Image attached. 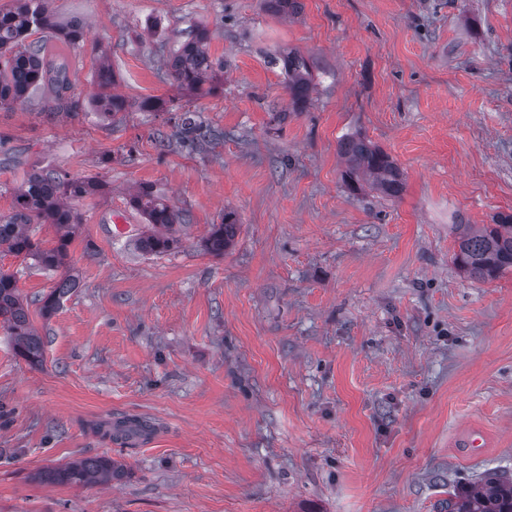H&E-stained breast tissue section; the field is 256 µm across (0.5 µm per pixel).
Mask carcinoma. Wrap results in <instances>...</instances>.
<instances>
[{
  "mask_svg": "<svg viewBox=\"0 0 512 512\" xmlns=\"http://www.w3.org/2000/svg\"><path fill=\"white\" fill-rule=\"evenodd\" d=\"M267 12L280 17L294 18L301 14V0H263ZM56 29L45 0H16L8 11H0V104L26 101L31 94L51 83L56 89V100H65L69 89L66 68L46 61L44 49L25 44L32 28ZM209 32L204 27L196 30L171 58L169 70L181 89L197 92L213 79V62L207 51ZM282 64L287 76V89L293 109L306 104L314 89V77L309 62L296 52H288L272 59ZM99 93L90 105L102 118L114 117L128 111L125 97L113 91L116 76L112 65L99 57L96 68ZM179 137L193 143L216 132L191 118L183 121ZM340 155L346 169L342 177L351 191L366 188L386 197L396 198L404 190V178L392 158L360 134H348L339 142ZM102 184L89 178L69 179L53 171L34 172L24 186L18 188L14 199V213L0 221V248L15 256L34 260L47 270L65 264L68 246L79 226L77 213L71 202L97 194ZM130 203L145 216L151 231L137 239V249L145 254H163L177 244L178 212L157 195L150 185H141ZM34 223L55 224L60 235L55 246L41 248L34 242L30 228ZM458 251L457 266L476 279H495L512 269V214H499L494 223L475 229L470 224L456 225ZM237 233L236 220L224 216V222L215 224L203 242L205 251L222 255L228 250ZM77 285V277L65 274L57 287L42 301L40 311L49 316L56 311L61 299ZM0 318L7 330L15 336L18 353L24 359L39 363L43 358V342L33 329L28 307L24 305L17 281L11 275L0 273ZM127 437L135 438L151 425L129 417L122 420ZM122 468L103 457H87L49 472L48 477L71 484L108 482L121 476ZM448 512H512V481L488 475L478 484L462 489L448 500Z\"/></svg>",
  "mask_w": 512,
  "mask_h": 512,
  "instance_id": "cac0c4a2",
  "label": "carcinoma"
}]
</instances>
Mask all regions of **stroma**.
<instances>
[{"label": "stroma", "mask_w": 512, "mask_h": 512, "mask_svg": "<svg viewBox=\"0 0 512 512\" xmlns=\"http://www.w3.org/2000/svg\"><path fill=\"white\" fill-rule=\"evenodd\" d=\"M302 2L288 21L262 0H52L83 44L29 34L84 107L49 87L0 105V218L36 170L104 189L72 203L79 285L50 317L60 272L0 250L43 341L32 364L0 326V512H444L512 479V272L454 262L456 224L512 213V0ZM200 26L217 77L195 95L169 60ZM289 50L315 75L298 112L271 63ZM100 52L130 103L109 119L85 107ZM188 116L219 138L180 144ZM354 132L393 158L400 197L348 189ZM142 184L184 219L160 255L135 247ZM228 214L234 246L205 252ZM122 417L152 440L105 436ZM90 456L122 477L46 476Z\"/></svg>", "instance_id": "obj_1"}]
</instances>
